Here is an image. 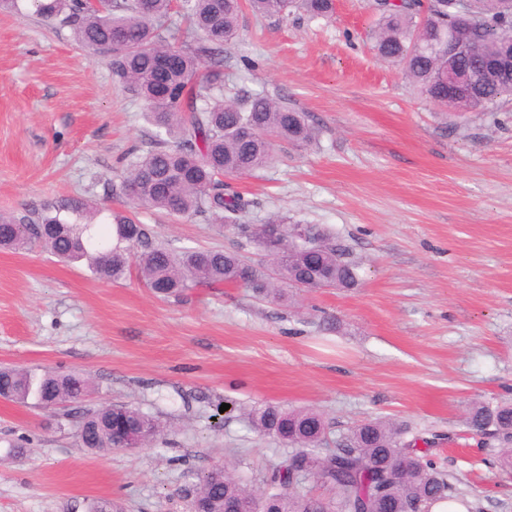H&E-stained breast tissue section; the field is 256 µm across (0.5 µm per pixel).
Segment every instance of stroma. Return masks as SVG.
<instances>
[{
    "mask_svg": "<svg viewBox=\"0 0 512 512\" xmlns=\"http://www.w3.org/2000/svg\"><path fill=\"white\" fill-rule=\"evenodd\" d=\"M377 19L372 0H335L318 20L247 12L224 49L226 94H268L318 129L235 180L256 202L246 223L279 212L320 225L358 264L357 287L293 288L279 302L236 286L164 298L135 271L112 280L37 244L0 249V366L92 385L57 409L0 402V512H89L99 498L192 512L195 472L224 463L249 479L285 455L246 417L268 403L321 412L332 444L366 420L406 425L472 512H512L498 442L478 445L462 424L469 403L512 402V100L435 106L377 58ZM154 133L142 100L69 29L0 13V212L69 196L127 210L126 157ZM137 218L175 252L266 261L204 217ZM112 403L157 419L154 444L84 448L81 411Z\"/></svg>",
    "mask_w": 512,
    "mask_h": 512,
    "instance_id": "35a3bbf8",
    "label": "stroma"
}]
</instances>
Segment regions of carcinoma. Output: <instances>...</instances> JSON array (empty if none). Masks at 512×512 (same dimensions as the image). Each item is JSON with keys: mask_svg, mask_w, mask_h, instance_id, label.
<instances>
[{"mask_svg": "<svg viewBox=\"0 0 512 512\" xmlns=\"http://www.w3.org/2000/svg\"><path fill=\"white\" fill-rule=\"evenodd\" d=\"M32 8L42 21L71 30L91 57L102 59L121 83L144 102L156 128L150 149L130 154L121 192L130 207L162 210L177 218L204 215L230 228L276 261V277L259 265L246 264L238 252L200 248L176 254L153 244L145 227L126 211L103 210L81 198L43 204L22 216L0 213V248L22 249L37 243L64 262L84 261L107 279H121L136 267L147 287L178 296L191 288H249L259 297L280 301L286 288H352L358 265L344 259L345 249L317 224H290L276 215L262 224H243L241 214L253 205L229 180L254 174L274 160L273 143L306 144L315 128L303 112L277 99L256 94L224 98V47L239 35L243 8L263 17L288 19L295 11L311 19L333 14L332 0H110L97 7L87 0H0L1 12ZM471 20L457 19L453 0H383L377 8L373 47L378 58L401 67L411 85L432 102L447 97L448 46L468 51L457 59L465 71L488 68L497 56L512 53V0H469ZM190 28L173 23L174 14ZM180 56L178 67L163 70L156 59ZM512 96V78L487 79L448 104L465 113ZM19 232L9 236L12 225ZM285 226L279 248L271 225ZM88 379L76 374L45 373L1 367L0 395L45 409L79 401ZM118 409L143 428L139 445L159 432L151 416L126 405L82 413L79 438L85 448H122L110 436L112 410ZM252 429L272 434L291 448L260 479L261 492L232 470L217 464L196 474L190 489L193 508L229 512L234 505L263 500L267 512H421L436 502H457L458 493L433 459L417 454L418 437L389 420L354 426L328 455L321 413L267 404L249 413ZM468 434L503 442L500 455L512 463V405L472 404L464 419ZM312 480L331 493L328 500L300 494Z\"/></svg>", "mask_w": 512, "mask_h": 512, "instance_id": "cac0c4a2", "label": "carcinoma"}]
</instances>
